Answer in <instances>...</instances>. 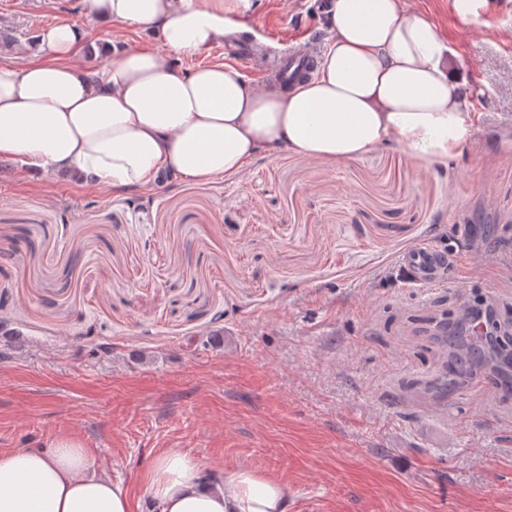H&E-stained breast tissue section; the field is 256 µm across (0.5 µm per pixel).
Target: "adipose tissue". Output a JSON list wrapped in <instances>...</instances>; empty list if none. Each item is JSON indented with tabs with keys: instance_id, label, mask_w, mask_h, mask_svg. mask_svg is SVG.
<instances>
[{
	"instance_id": "1",
	"label": "adipose tissue",
	"mask_w": 512,
	"mask_h": 512,
	"mask_svg": "<svg viewBox=\"0 0 512 512\" xmlns=\"http://www.w3.org/2000/svg\"><path fill=\"white\" fill-rule=\"evenodd\" d=\"M86 24L43 29L31 62L0 64V158L29 178L72 173L96 187L159 191L229 178L259 153L354 162L397 148L463 156L472 122L432 20L404 0H328L315 73L257 87L231 67H181L223 43L225 0H84ZM126 25L155 49L87 52L91 25ZM151 512H288L275 479L229 474L178 451L142 475ZM0 512H132L122 482L77 441L0 452Z\"/></svg>"
}]
</instances>
